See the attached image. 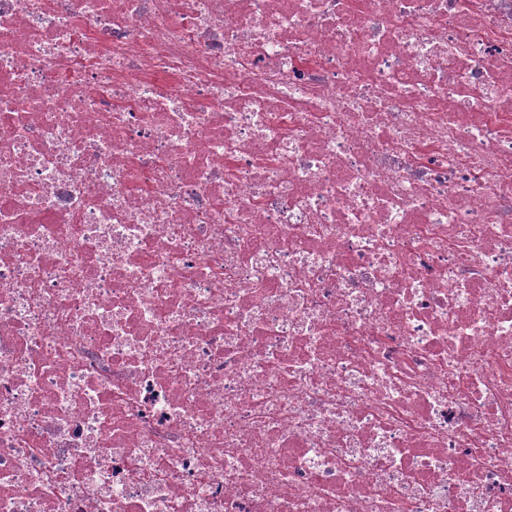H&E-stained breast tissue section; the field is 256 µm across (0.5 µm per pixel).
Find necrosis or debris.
Instances as JSON below:
<instances>
[{
	"label": "necrosis or debris",
	"instance_id": "necrosis-or-debris-1",
	"mask_svg": "<svg viewBox=\"0 0 512 512\" xmlns=\"http://www.w3.org/2000/svg\"><path fill=\"white\" fill-rule=\"evenodd\" d=\"M0 512H512V0H0Z\"/></svg>",
	"mask_w": 512,
	"mask_h": 512
}]
</instances>
